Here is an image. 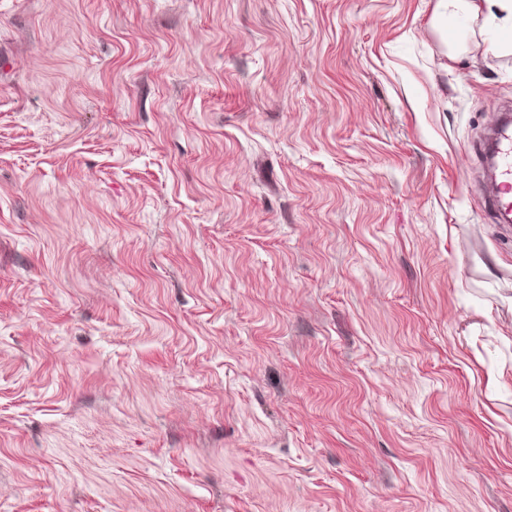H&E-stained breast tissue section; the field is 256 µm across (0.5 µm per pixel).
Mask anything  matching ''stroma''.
Listing matches in <instances>:
<instances>
[{"label": "stroma", "instance_id": "1", "mask_svg": "<svg viewBox=\"0 0 512 512\" xmlns=\"http://www.w3.org/2000/svg\"><path fill=\"white\" fill-rule=\"evenodd\" d=\"M436 0H0V512H512V55ZM480 150L492 161L498 182V191L485 198L486 208L496 217L502 212H512V200L507 194L512 189V126L506 117L494 137Z\"/></svg>", "mask_w": 512, "mask_h": 512}]
</instances>
